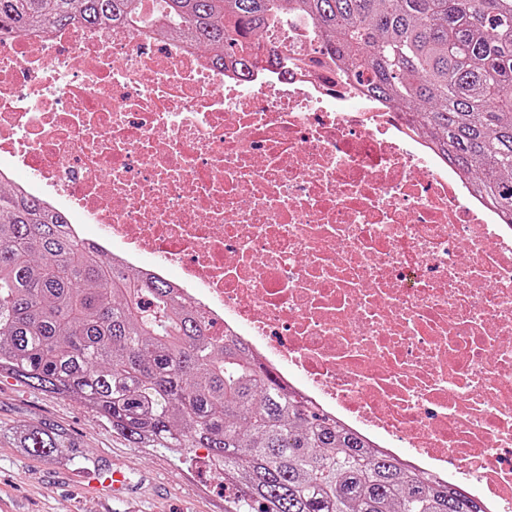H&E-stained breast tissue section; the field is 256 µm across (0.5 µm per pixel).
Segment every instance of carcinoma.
Segmentation results:
<instances>
[{
    "label": "carcinoma",
    "mask_w": 512,
    "mask_h": 512,
    "mask_svg": "<svg viewBox=\"0 0 512 512\" xmlns=\"http://www.w3.org/2000/svg\"><path fill=\"white\" fill-rule=\"evenodd\" d=\"M0 0V35L50 23L152 27L220 50L258 41L284 0ZM324 47L389 99L512 225V0H296ZM94 410L134 448H197L229 512H485L280 384L188 297L110 263L36 197L0 188V374ZM51 467L99 462L50 423L15 432Z\"/></svg>",
    "instance_id": "cac0c4a2"
}]
</instances>
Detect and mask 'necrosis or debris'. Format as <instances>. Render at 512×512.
Returning <instances> with one entry per match:
<instances>
[{
    "label": "necrosis or debris",
    "mask_w": 512,
    "mask_h": 512,
    "mask_svg": "<svg viewBox=\"0 0 512 512\" xmlns=\"http://www.w3.org/2000/svg\"><path fill=\"white\" fill-rule=\"evenodd\" d=\"M249 54L244 79L147 30L0 36V186L95 225L315 407L512 512V231L309 16Z\"/></svg>",
    "instance_id": "necrosis-or-debris-1"
}]
</instances>
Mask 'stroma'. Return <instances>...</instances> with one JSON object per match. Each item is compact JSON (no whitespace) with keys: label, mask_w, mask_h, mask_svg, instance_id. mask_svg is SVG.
Instances as JSON below:
<instances>
[{"label":"stroma","mask_w":512,"mask_h":512,"mask_svg":"<svg viewBox=\"0 0 512 512\" xmlns=\"http://www.w3.org/2000/svg\"><path fill=\"white\" fill-rule=\"evenodd\" d=\"M47 422L68 433L90 457L122 467L136 495L104 499L75 483L74 472L45 466L0 440V502L11 512H227L233 497L205 462V449L178 461L163 448H134L90 408L56 394L38 393L0 376V427L21 429Z\"/></svg>","instance_id":"obj_1"}]
</instances>
